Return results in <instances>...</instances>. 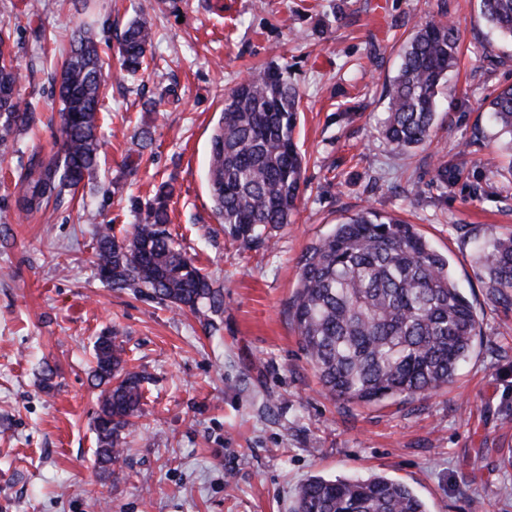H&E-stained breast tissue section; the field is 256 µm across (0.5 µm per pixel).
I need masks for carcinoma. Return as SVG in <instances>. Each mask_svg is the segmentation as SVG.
<instances>
[{
    "mask_svg": "<svg viewBox=\"0 0 512 512\" xmlns=\"http://www.w3.org/2000/svg\"><path fill=\"white\" fill-rule=\"evenodd\" d=\"M486 22L512 42V0H480ZM151 23L133 19L120 37L121 70L134 76L146 64ZM456 26L432 17L406 43L400 68L386 89L382 133L406 153L431 141L436 97L457 63ZM106 60L87 29L72 36L60 73L53 77L60 109V148L33 157L22 178L18 208L37 213L78 189L97 162V113ZM13 60L0 50V150L33 122L21 103ZM300 97L282 72L270 69L238 83L225 97L211 139L209 186L224 233L246 243L287 224L295 208L303 158L295 142ZM497 136L512 151V86L489 102ZM169 192L156 193L131 236L118 240L102 228L95 247L101 281L117 288H147L171 307L218 311L220 290L187 257L166 229ZM476 263L493 297L512 304V233L485 243ZM302 347L322 390L348 404L378 405L397 397L428 395L450 383L468 358L479 318L457 287L448 258L412 224L366 209L312 245L301 261L289 306ZM94 377L104 386L94 419L96 455L109 470L123 451V435L143 399V376L128 367L116 337L93 343ZM292 512H426L407 485L382 475L311 477Z\"/></svg>",
    "mask_w": 512,
    "mask_h": 512,
    "instance_id": "1",
    "label": "carcinoma"
}]
</instances>
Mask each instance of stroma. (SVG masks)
Wrapping results in <instances>:
<instances>
[{
	"label": "stroma",
	"mask_w": 512,
	"mask_h": 512,
	"mask_svg": "<svg viewBox=\"0 0 512 512\" xmlns=\"http://www.w3.org/2000/svg\"><path fill=\"white\" fill-rule=\"evenodd\" d=\"M0 0L30 131L0 155V512H291L310 477L383 475L427 512H512V305L474 264L512 232V183L481 103L512 84V45L478 0ZM153 23L151 63L107 76L97 166L46 214L17 207L33 154L59 146V70L71 29L116 46L135 17ZM446 16L461 57L437 101L433 141L401 154L382 138L385 87L417 26ZM303 110L305 157L290 223L269 241L224 233L208 186L224 96L272 67ZM153 135L129 163L142 129ZM447 167V181L437 172ZM169 232L224 294L219 312L177 310L144 288L112 289L94 265L101 226L130 234L161 184ZM370 208L415 224L446 255L480 334L453 382L379 406L323 394L289 312L306 250ZM122 341L146 382L111 474L95 456L102 334Z\"/></svg>",
	"instance_id": "1"
}]
</instances>
